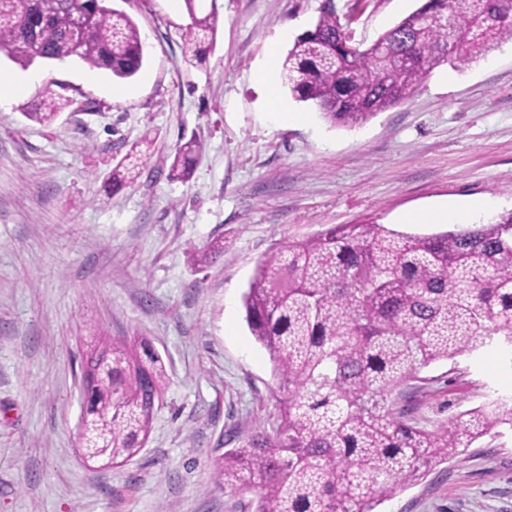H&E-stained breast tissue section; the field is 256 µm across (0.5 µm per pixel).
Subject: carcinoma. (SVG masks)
I'll return each instance as SVG.
<instances>
[{
    "label": "carcinoma",
    "mask_w": 512,
    "mask_h": 512,
    "mask_svg": "<svg viewBox=\"0 0 512 512\" xmlns=\"http://www.w3.org/2000/svg\"><path fill=\"white\" fill-rule=\"evenodd\" d=\"M106 0H0V51L23 68L77 58L127 80L145 57L138 27ZM183 60L215 43L216 3L184 0ZM424 0L372 44L352 43L328 8L283 60L294 98L332 126L354 127L411 98L444 64L466 65L512 41V0ZM87 34L71 35L75 15ZM450 18L456 37L440 17ZM409 61L400 69L381 51ZM73 100L46 85L26 116L50 123ZM201 143L175 150L169 178L186 180ZM251 335L278 380L276 420L231 436L216 478L255 492V512H374L493 430L512 431V396L497 395L437 428L420 426L389 396L439 361L496 341L512 349V211L488 224L432 235L384 224H341L286 240L257 265L243 296ZM112 374L86 394L87 460L126 463L144 447L160 401V358L111 345Z\"/></svg>",
    "instance_id": "cac0c4a2"
}]
</instances>
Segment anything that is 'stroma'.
Returning a JSON list of instances; mask_svg holds the SVG:
<instances>
[{"instance_id": "stroma-1", "label": "stroma", "mask_w": 512, "mask_h": 512, "mask_svg": "<svg viewBox=\"0 0 512 512\" xmlns=\"http://www.w3.org/2000/svg\"><path fill=\"white\" fill-rule=\"evenodd\" d=\"M110 3L143 41L130 82L76 59L24 69L0 52V76L28 82L0 110V512H253V493H225L214 463L226 434L276 412L272 363L242 305L258 261L338 224L440 233L427 213L464 198L489 202L478 224L512 210V44L435 69L352 128L293 99L303 120L276 122L258 80L276 34L288 51L330 3L368 44L419 0H216L215 47L194 64L184 0ZM52 82L72 106L29 120ZM192 137L191 177L170 180ZM134 148L141 176L113 183ZM216 239L223 254L201 261ZM105 336L149 344L167 379L142 451L100 469L79 453L78 382ZM422 375L403 394L430 427L512 392L493 344ZM376 512H512V432L480 438Z\"/></svg>"}]
</instances>
